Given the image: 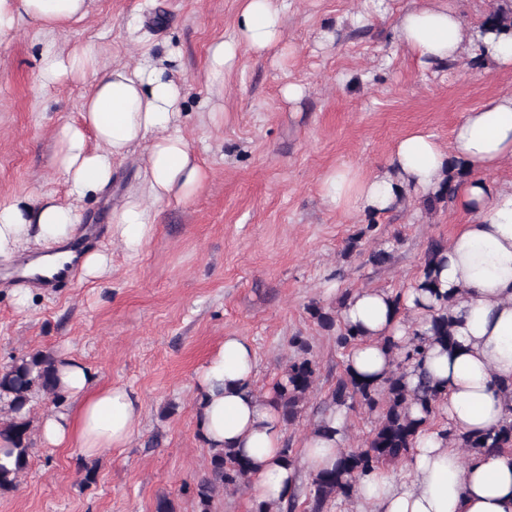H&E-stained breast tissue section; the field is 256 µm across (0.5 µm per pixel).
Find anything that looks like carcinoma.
<instances>
[{"instance_id": "carcinoma-1", "label": "carcinoma", "mask_w": 512, "mask_h": 512, "mask_svg": "<svg viewBox=\"0 0 512 512\" xmlns=\"http://www.w3.org/2000/svg\"><path fill=\"white\" fill-rule=\"evenodd\" d=\"M483 26L498 33L512 35V8L498 6L483 20ZM463 176L462 170L450 172L438 192L424 199L427 208L439 204L448 205L455 195L454 179ZM376 225L370 223L356 235L349 238L343 254L349 258L361 255L360 242L374 232ZM447 243L433 239L426 250L424 265L417 287L430 293L437 305L429 307L426 329L413 333L405 343L398 344L390 339L384 341L392 356L393 369L377 384L362 380L344 369L336 378L323 401V413L338 408L352 410L355 406L377 413L378 420L371 436L362 448H352L336 463L334 468L323 470L311 477L309 492L306 494L308 512H328L342 497H353L357 480L367 471L391 464L406 457L415 438L432 417L438 414L441 393L431 384L426 373L419 375L418 383L410 388L404 381L410 366H422L427 346L438 343L444 347L453 345L451 319L448 317V292L441 289L438 276L434 274L433 263L446 250ZM307 311L316 323L327 330L337 329L336 341L342 348L355 346L362 332L341 322L340 312L332 311L312 302ZM291 344L299 356L288 362L282 376L269 388V394L276 404L283 423L292 424L307 406L319 374L318 364L308 357L310 346L306 339L295 336ZM58 356L50 350H36L0 366V409L4 418L0 420V438L8 441L9 447L0 450L10 463H0V495L18 488L23 472L33 454L31 443L32 409L34 399L49 395L57 401L64 399V393L57 374ZM418 405L422 416L413 415L412 407ZM446 436L453 439L457 447L500 448L512 450V418L480 436L458 434L446 430ZM254 463L247 457L239 456L230 448L209 455L204 477L192 487L197 499L198 512H213L214 498L226 490H239L248 486Z\"/></svg>"}]
</instances>
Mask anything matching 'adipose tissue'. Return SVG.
Listing matches in <instances>:
<instances>
[{
  "mask_svg": "<svg viewBox=\"0 0 512 512\" xmlns=\"http://www.w3.org/2000/svg\"><path fill=\"white\" fill-rule=\"evenodd\" d=\"M96 0H0V45L12 42L21 26L36 28L40 40L38 82L47 89L71 80L87 84L81 119L60 127L54 163L66 176L67 201L45 195L23 204L0 202V263L26 259V274L50 262H76L84 279L112 274L108 248L71 250L80 227L78 205L105 190L117 164L137 147L146 154L136 184L112 209V239L131 256L139 255L155 231L157 208L184 203L204 186L207 173L182 128L183 83L172 75L173 56L144 49L135 62L107 63L92 43L63 46L59 32L90 16ZM279 0H241L235 41L210 49V74L221 79L239 51L267 55L281 41ZM394 43L424 67L457 61L464 53L499 68L512 67V36L463 24L447 0H417L394 25ZM471 170L454 202L470 214L451 235L439 269L444 289L455 301L450 313L455 344L431 346L423 367L443 394L440 412L449 427L476 434L498 426L512 414V183L485 179V171L512 161V93H501L464 114L449 146L430 134L401 138L387 170L364 175L350 167L327 173L322 198L336 210L379 215L396 209L404 196L434 194L451 162ZM431 300L409 288L400 302L382 290L354 293L341 311L347 323L366 335L347 357L356 376L380 380L390 369L384 338L407 340L423 330ZM252 343L225 337L196 375V429L210 452L235 449L257 464L249 486L255 503L287 499L297 469L283 456L279 411L254 385ZM70 407L41 416L44 444L77 442L85 456L126 444L141 417L137 395L124 387H101L91 371L73 358L58 366ZM348 447L347 412L327 418V429L304 442L309 473L333 466ZM409 477L382 470L358 482L356 512H512V454L493 448L455 447L440 429L417 434L407 459Z\"/></svg>",
  "mask_w": 512,
  "mask_h": 512,
  "instance_id": "obj_1",
  "label": "adipose tissue"
}]
</instances>
